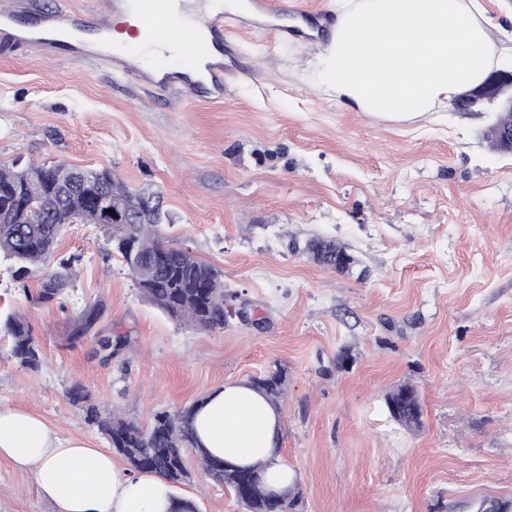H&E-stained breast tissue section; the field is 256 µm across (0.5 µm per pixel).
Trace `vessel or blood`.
<instances>
[{
  "mask_svg": "<svg viewBox=\"0 0 512 512\" xmlns=\"http://www.w3.org/2000/svg\"><path fill=\"white\" fill-rule=\"evenodd\" d=\"M172 0H111L109 20H102L95 0H84L80 8L48 10L31 29L21 32L14 18L25 7L24 0H0V49H28L42 58L68 50L88 62L104 61L118 73L153 89L174 93L184 104L216 103L229 92L224 80V47L235 43L244 27L235 15L223 7L205 12V34L193 42L194 59L203 61L200 79H192L173 66L179 44L167 41L163 33L174 19ZM250 9L258 15L276 17L299 10L300 0H250ZM135 18L145 42L151 44L156 58L150 68H142L138 49L113 44L111 21Z\"/></svg>",
  "mask_w": 512,
  "mask_h": 512,
  "instance_id": "obj_1",
  "label": "vessel or blood"
}]
</instances>
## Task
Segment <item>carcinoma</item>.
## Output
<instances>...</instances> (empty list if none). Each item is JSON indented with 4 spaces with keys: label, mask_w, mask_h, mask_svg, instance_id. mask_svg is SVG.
Returning <instances> with one entry per match:
<instances>
[{
    "label": "carcinoma",
    "mask_w": 512,
    "mask_h": 512,
    "mask_svg": "<svg viewBox=\"0 0 512 512\" xmlns=\"http://www.w3.org/2000/svg\"><path fill=\"white\" fill-rule=\"evenodd\" d=\"M512 134V111L498 114L487 129L486 139L498 152L508 151L504 137ZM65 162L0 164V254L15 262L13 277L23 282L22 291L34 305H52L61 299L73 274L76 257L55 260V244L64 229L73 222L94 224L107 231L112 251L120 256L128 274L143 297L170 317L204 331L224 328V275L214 266L198 259L181 245L164 241L159 227L168 214L150 205L154 194L132 191L108 170H91L77 189L68 190ZM105 191L119 199L129 212L131 223L114 226L101 224L93 199ZM316 263L342 270L351 257L334 240L311 241L305 246ZM38 278L31 291L26 280ZM106 308L95 303L84 308L73 320L71 338L75 341L96 335L95 329ZM6 329L14 339L12 357L22 368L36 372L42 363L41 350L31 334L28 322L10 317ZM283 370L264 372L250 378L248 385L274 408L279 409L286 392ZM69 401L80 406L84 420L96 427L108 440L112 453L129 466V473L153 472L171 485L190 479L186 453L196 455L202 471L214 481L238 491L242 469L212 456L196 440L195 416L203 405L199 400L178 412L161 411L150 425L122 417L116 412L101 414L89 392L74 384L66 391ZM385 403L391 417L402 427L421 426V406L413 386L404 384L387 393ZM299 492L288 488L279 494L277 505L261 494L239 497L247 512H292Z\"/></svg>",
    "instance_id": "obj_1"
}]
</instances>
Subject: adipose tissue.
Masks as SVG:
<instances>
[{
    "label": "adipose tissue",
    "mask_w": 512,
    "mask_h": 512,
    "mask_svg": "<svg viewBox=\"0 0 512 512\" xmlns=\"http://www.w3.org/2000/svg\"><path fill=\"white\" fill-rule=\"evenodd\" d=\"M318 82L337 102L393 118L433 111L482 83L505 58L486 18L466 0H336ZM199 442L230 464L258 471L268 490L290 485L278 413L245 383L215 389L195 418ZM0 459L32 473L57 512H173L172 486L129 474L109 451L61 438L34 413L0 407Z\"/></svg>",
    "instance_id": "ef3b65f1"
}]
</instances>
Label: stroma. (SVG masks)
I'll return each mask as SVG.
<instances>
[{"label":"stroma","mask_w":512,"mask_h":512,"mask_svg":"<svg viewBox=\"0 0 512 512\" xmlns=\"http://www.w3.org/2000/svg\"><path fill=\"white\" fill-rule=\"evenodd\" d=\"M330 0L289 15L288 37L251 26L224 52L222 103L188 107L104 63L0 52V164L63 161L108 169L156 192L161 233L224 275L233 306L206 332L148 302L102 229L73 224L56 253L76 257L61 304L36 306L0 261V406L35 413L61 437L106 447L66 397L83 385L101 412L145 425L212 390L276 368L288 376L282 460L294 512H476L512 501V154L484 138L491 112L454 103L394 120L321 90L311 62ZM334 240L338 272L303 248ZM104 302L111 359L69 338L72 318ZM28 321L43 364L11 356L3 324ZM415 386L422 425L385 406ZM174 491L198 512H245L188 456ZM0 512H57L31 473L0 459Z\"/></svg>","instance_id":"obj_1"}]
</instances>
